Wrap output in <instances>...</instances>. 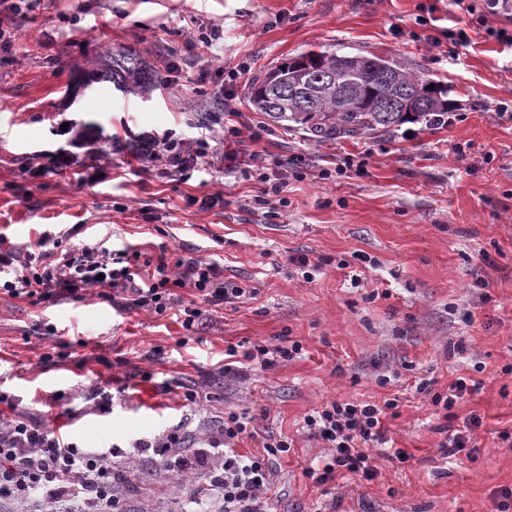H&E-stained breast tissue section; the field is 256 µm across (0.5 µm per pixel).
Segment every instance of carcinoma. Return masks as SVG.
<instances>
[{"label":"carcinoma","mask_w":512,"mask_h":512,"mask_svg":"<svg viewBox=\"0 0 512 512\" xmlns=\"http://www.w3.org/2000/svg\"><path fill=\"white\" fill-rule=\"evenodd\" d=\"M318 58L325 72L334 75L328 84L316 74L303 79L292 58L273 68L278 81L268 82L270 72L250 83V109L261 113L269 122L287 130L301 131L313 141L338 138H364L391 135L406 123L422 122L429 126L448 123V88L441 87V101L429 105L409 118L401 112H372L367 101L378 97L393 81L397 96L416 92L432 83L425 75L405 71L385 57H365L337 50L310 51L300 58ZM162 76L154 72L143 58L126 49L108 50L80 75L88 87L111 86L124 95L159 83Z\"/></svg>","instance_id":"cac0c4a2"}]
</instances>
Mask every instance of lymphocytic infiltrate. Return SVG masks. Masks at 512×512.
I'll use <instances>...</instances> for the list:
<instances>
[{
  "mask_svg": "<svg viewBox=\"0 0 512 512\" xmlns=\"http://www.w3.org/2000/svg\"><path fill=\"white\" fill-rule=\"evenodd\" d=\"M174 133L150 139L143 148V158L153 163L165 161L182 173L210 165L209 143L198 137L190 156L177 154ZM139 255L131 247L114 248L108 240L63 245L50 235H42L35 251L0 246V291L38 305L63 294L97 287L124 296L127 306L164 314L178 307L183 311V327L191 332L206 320L203 307L184 303L179 291L192 289L205 305L231 304L245 297L247 291L225 282L223 268L215 262L184 259L170 260L159 254L139 269ZM299 344L288 346L257 345L245 352L227 351L225 374L245 377L247 372L266 369L279 361L293 358ZM396 401L384 403L333 401L305 419L310 435L321 439L329 453L322 465L305 468L304 474L323 485L348 473L357 481H372L378 475L376 458L405 463L409 456L394 447L387 434L386 422L394 417ZM252 417L235 411L224 414L220 435L210 437L207 449L190 456L170 458L171 449L187 439L185 424H177L166 433L134 440L138 454L158 456L160 462L173 464L185 476H203L223 501V512H269L274 488L273 456L288 452L285 440L272 439L263 454L244 455L234 449L235 439L249 433ZM119 449L94 453L67 441L52 429L23 414L0 420V500L42 497L56 503L55 512H82L84 504L99 503L103 512H127L124 500L115 494L117 483L130 479L131 470L120 462ZM224 460L223 469L211 468L212 457Z\"/></svg>",
  "mask_w": 512,
  "mask_h": 512,
  "instance_id": "1",
  "label": "lymphocytic infiltrate"
}]
</instances>
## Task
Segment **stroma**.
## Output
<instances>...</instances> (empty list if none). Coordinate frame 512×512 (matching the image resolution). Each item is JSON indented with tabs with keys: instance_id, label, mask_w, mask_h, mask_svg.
<instances>
[{
	"instance_id": "obj_1",
	"label": "stroma",
	"mask_w": 512,
	"mask_h": 512,
	"mask_svg": "<svg viewBox=\"0 0 512 512\" xmlns=\"http://www.w3.org/2000/svg\"><path fill=\"white\" fill-rule=\"evenodd\" d=\"M11 4L0 0V24L16 37L0 53V238L25 248L46 231L75 243L100 235L146 257L216 260L225 280L253 294L208 307L190 334L177 310H125L97 288L40 305L0 293V393L92 449L124 450L187 419L192 454L225 411L252 414L242 453L263 454L270 438L292 442L272 462L273 512H497L498 492L512 488V447L500 438L512 432V49L475 35L449 59V31L469 24L452 0H31L18 14ZM212 24V47L184 53ZM109 48L179 70L147 96L68 97ZM325 48L383 56L447 85L448 124L312 142L250 110L253 76ZM214 58L250 68L227 108L212 96L217 77L199 81ZM203 117L210 166L188 178L140 166L136 138H190ZM83 123L100 139L74 144ZM232 125L241 148L286 182L288 208L257 207L255 171L224 160ZM295 157L305 179L294 176ZM332 168L336 178L321 179ZM205 194L217 198L208 209L195 202ZM301 255L323 263L313 281L290 263ZM461 337L466 353L449 355ZM290 341L302 347L292 360L244 379L222 372L228 346ZM459 377L479 392L444 413L431 395ZM97 387L111 393V413L94 410ZM189 389L198 393L190 408ZM395 397L388 434L409 461L381 462L370 482L340 474L318 486L304 476L328 453L306 430L309 414ZM474 415L475 457L442 459V443ZM122 490L131 512L186 507L179 475L150 457Z\"/></svg>"
}]
</instances>
